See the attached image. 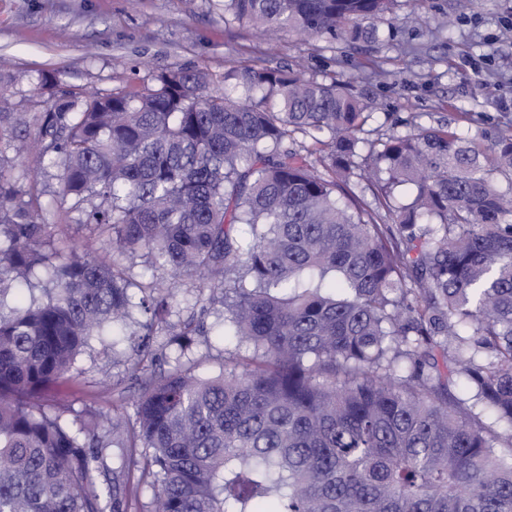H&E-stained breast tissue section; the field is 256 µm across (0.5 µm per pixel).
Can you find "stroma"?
Here are the masks:
<instances>
[{
    "label": "stroma",
    "mask_w": 512,
    "mask_h": 512,
    "mask_svg": "<svg viewBox=\"0 0 512 512\" xmlns=\"http://www.w3.org/2000/svg\"><path fill=\"white\" fill-rule=\"evenodd\" d=\"M379 41H296L288 32L258 33L225 24L211 0H0V74L54 72L67 87L106 95L143 93L164 69L202 68L222 88L225 70L241 65L302 68L308 77L350 84L372 103L367 130L404 132L407 120L450 125L460 135L495 137L512 128V0H477L458 14L457 0H397L394 14L376 20ZM385 71L365 79L368 63ZM55 245L102 257L110 247L95 226L47 213ZM156 276L174 290L170 322L207 306L208 335L177 354L166 334L151 339L156 371L176 360L202 374L224 368V293ZM125 378V356L111 342L92 340L67 380L52 386V404L76 412L112 413L101 380Z\"/></svg>",
    "instance_id": "1"
}]
</instances>
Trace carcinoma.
I'll list each match as a JSON object with an SVG mask.
<instances>
[{"label":"carcinoma","mask_w":512,"mask_h":512,"mask_svg":"<svg viewBox=\"0 0 512 512\" xmlns=\"http://www.w3.org/2000/svg\"><path fill=\"white\" fill-rule=\"evenodd\" d=\"M219 2L226 24L357 42L395 0ZM155 82L99 96L41 73L28 115L0 76V512H129L136 471L154 512H512V134L369 139L347 85L280 67L227 70L220 94L204 69ZM29 143L110 257L47 250L7 155ZM139 251L224 290L236 357L209 377L130 358L134 414L101 433L36 402L89 338L132 324L131 344L165 330L184 351L203 329L169 322Z\"/></svg>","instance_id":"obj_1"}]
</instances>
